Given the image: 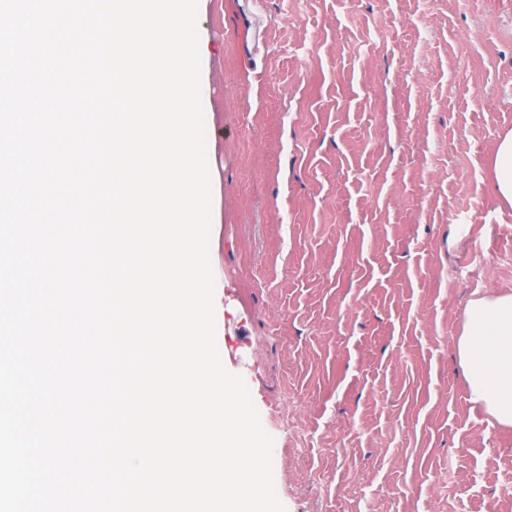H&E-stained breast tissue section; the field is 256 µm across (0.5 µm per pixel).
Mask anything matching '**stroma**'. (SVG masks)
Wrapping results in <instances>:
<instances>
[{"mask_svg":"<svg viewBox=\"0 0 512 512\" xmlns=\"http://www.w3.org/2000/svg\"><path fill=\"white\" fill-rule=\"evenodd\" d=\"M198 30L216 345L286 512H512L453 346L512 294V0H198ZM495 190L506 201L512 202V132L501 136L495 155Z\"/></svg>","mask_w":512,"mask_h":512,"instance_id":"35a3bbf8","label":"stroma"}]
</instances>
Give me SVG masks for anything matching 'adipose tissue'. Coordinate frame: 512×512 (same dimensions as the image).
<instances>
[{
  "label": "adipose tissue",
  "mask_w": 512,
  "mask_h": 512,
  "mask_svg": "<svg viewBox=\"0 0 512 512\" xmlns=\"http://www.w3.org/2000/svg\"><path fill=\"white\" fill-rule=\"evenodd\" d=\"M454 344L471 401L512 427V294L471 298Z\"/></svg>",
  "instance_id": "adipose-tissue-1"
}]
</instances>
